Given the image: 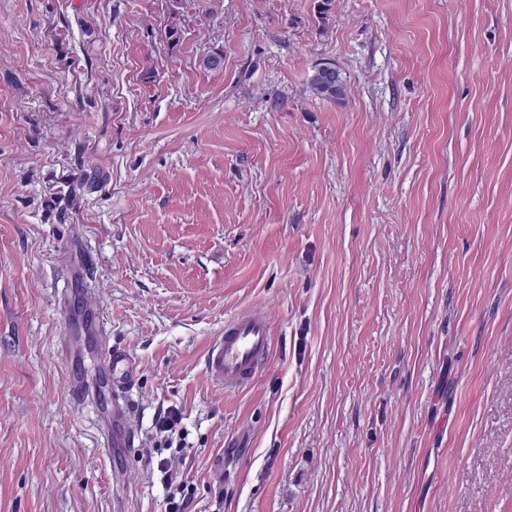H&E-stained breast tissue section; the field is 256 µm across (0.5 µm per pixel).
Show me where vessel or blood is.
Instances as JSON below:
<instances>
[{"mask_svg":"<svg viewBox=\"0 0 512 512\" xmlns=\"http://www.w3.org/2000/svg\"><path fill=\"white\" fill-rule=\"evenodd\" d=\"M272 342V322L265 308L243 311L224 324V336L209 349L206 359L211 381L227 389L247 386L265 366ZM104 365L112 376L113 447L131 450L136 429L132 413L123 401L138 368L133 356L121 348L103 351Z\"/></svg>","mask_w":512,"mask_h":512,"instance_id":"b4317fda","label":"vessel or blood"}]
</instances>
